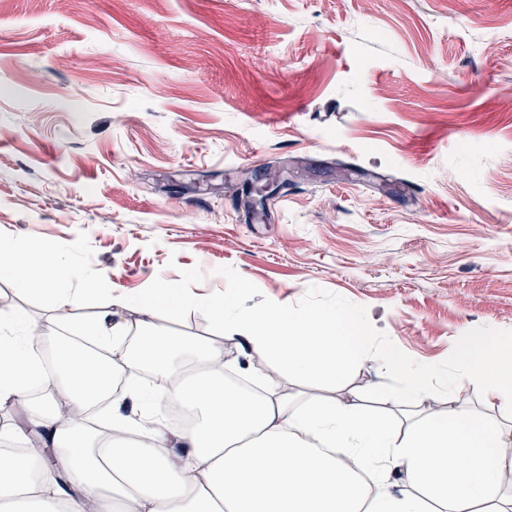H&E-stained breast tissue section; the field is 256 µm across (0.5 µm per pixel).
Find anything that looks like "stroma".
<instances>
[{
    "label": "stroma",
    "instance_id": "35a3bbf8",
    "mask_svg": "<svg viewBox=\"0 0 512 512\" xmlns=\"http://www.w3.org/2000/svg\"><path fill=\"white\" fill-rule=\"evenodd\" d=\"M0 239L132 323L244 277L448 369L512 336V0H0ZM397 384L367 356L326 394Z\"/></svg>",
    "mask_w": 512,
    "mask_h": 512
}]
</instances>
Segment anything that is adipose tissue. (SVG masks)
Masks as SVG:
<instances>
[{"label":"adipose tissue","instance_id":"obj_1","mask_svg":"<svg viewBox=\"0 0 512 512\" xmlns=\"http://www.w3.org/2000/svg\"><path fill=\"white\" fill-rule=\"evenodd\" d=\"M0 275L55 305L43 319L0 312V407L22 408L31 425L7 431L16 450L0 449V512H512L502 482L512 471V424L455 406L469 381L512 407V340L461 336L445 371L374 341L353 310L277 301L238 309L251 287L243 278L205 298L146 289L133 326L113 314L128 305L116 285L71 288L68 263L36 240L1 239ZM99 292L111 309L75 320ZM161 306L206 309L220 333L150 325ZM228 337L261 359L260 395L226 382ZM368 352L400 381L386 399L402 407L403 424L372 412L367 394L330 400L320 391ZM287 377L300 390L284 391ZM438 387L448 392L443 411L426 405ZM172 400L192 412L191 424H167Z\"/></svg>","mask_w":512,"mask_h":512}]
</instances>
